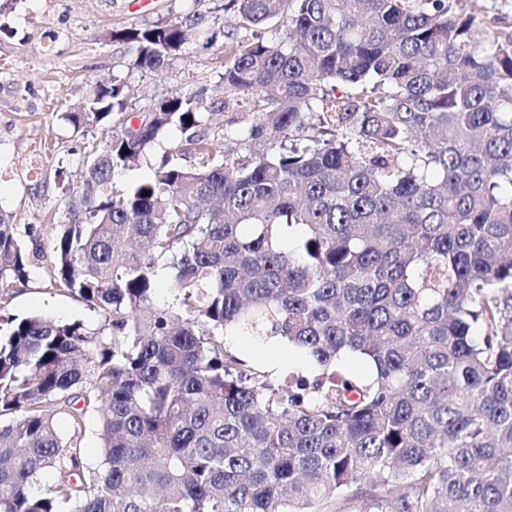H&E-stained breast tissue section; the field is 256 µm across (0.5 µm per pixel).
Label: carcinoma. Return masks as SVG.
I'll list each match as a JSON object with an SVG mask.
<instances>
[{
  "instance_id": "1",
  "label": "carcinoma",
  "mask_w": 512,
  "mask_h": 512,
  "mask_svg": "<svg viewBox=\"0 0 512 512\" xmlns=\"http://www.w3.org/2000/svg\"><path fill=\"white\" fill-rule=\"evenodd\" d=\"M224 11L217 104L175 91L134 126L114 78L62 115L118 125L84 153L83 217L53 246L54 286L105 325L0 319V512H512V13ZM216 37L197 10L110 34L140 73ZM216 109L248 123L222 151L190 132ZM173 129L150 177L114 182ZM32 263L0 212V288ZM227 335L307 369L282 384ZM96 430V419L94 416H90L87 421L84 448H82L84 460L88 465H94L100 461L99 439Z\"/></svg>"
}]
</instances>
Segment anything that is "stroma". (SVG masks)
<instances>
[{"label": "stroma", "instance_id": "35a3bbf8", "mask_svg": "<svg viewBox=\"0 0 512 512\" xmlns=\"http://www.w3.org/2000/svg\"><path fill=\"white\" fill-rule=\"evenodd\" d=\"M0 0V212L23 228V244L37 253L26 282L0 291V314H45L56 320L83 321L92 329L103 316L81 299L53 288L52 244L67 222L64 187L79 182L82 154L100 140L101 127H73L61 113L79 106L95 82L128 77L133 104L160 99L178 89L216 92L224 62V43L187 54L168 67L129 74L125 44L110 32L191 9L212 16L221 30L234 19L224 0ZM225 345L247 358L273 360L275 376L285 380L298 368L279 348L248 336H229Z\"/></svg>", "mask_w": 512, "mask_h": 512}]
</instances>
